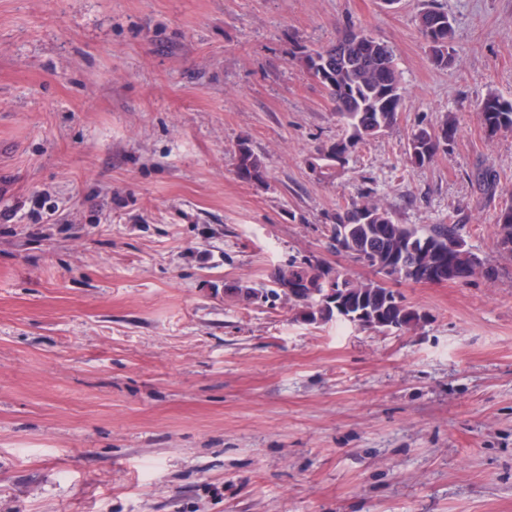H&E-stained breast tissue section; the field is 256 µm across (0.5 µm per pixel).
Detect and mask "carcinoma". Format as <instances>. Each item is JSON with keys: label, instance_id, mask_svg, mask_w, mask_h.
I'll use <instances>...</instances> for the list:
<instances>
[{"label": "carcinoma", "instance_id": "1", "mask_svg": "<svg viewBox=\"0 0 512 512\" xmlns=\"http://www.w3.org/2000/svg\"><path fill=\"white\" fill-rule=\"evenodd\" d=\"M419 29L428 44L434 65L446 68L455 62L450 52L454 28L448 14L429 8L418 16ZM296 58L309 75L317 80L335 106L347 127V136L318 149L310 165L324 179L336 176V154L350 153L360 143L376 138L396 123L403 101L401 75L387 45L363 32L345 30L336 44L326 49L301 48ZM476 118L490 136L512 132V100L489 94L477 106ZM457 133L453 117L440 125L419 126L408 138L407 155L413 166L422 167L448 146ZM235 172L238 178L255 184L266 182L263 160L254 153L248 139L238 141L235 150ZM330 233L342 239L345 253L355 260L364 259L379 279L353 280L344 289L346 301L353 306L350 313L367 311L358 319L366 329H384L392 324L398 329H411L421 323L419 311L406 305L402 298H387L389 290L383 278L396 273L400 279L414 284L422 282H462L474 277L473 269L484 268L483 277L494 276L493 267L467 248L455 224H399L392 213L380 204L364 200L340 206L330 216ZM496 246L499 252L512 256V199L500 207L495 219ZM340 268L306 259L288 261L274 268L268 283L255 287L238 281L225 296L252 303H267L281 297L280 286L307 281L318 287L333 278ZM297 318L318 322L333 317L335 309L304 293L292 300Z\"/></svg>", "mask_w": 512, "mask_h": 512}]
</instances>
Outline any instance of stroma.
Instances as JSON below:
<instances>
[{
	"label": "stroma",
	"mask_w": 512,
	"mask_h": 512,
	"mask_svg": "<svg viewBox=\"0 0 512 512\" xmlns=\"http://www.w3.org/2000/svg\"><path fill=\"white\" fill-rule=\"evenodd\" d=\"M351 27L392 49L404 101L326 181L310 157L344 128L294 54ZM490 92L512 99V0H0V512H512ZM449 114L447 150L411 165V131ZM244 137L265 184L235 173ZM365 196L454 220L493 278L394 284L410 331L225 297L309 256L372 277L325 229ZM418 26L433 64L441 68L452 65L455 57L450 49H453L454 28L448 14L436 8L426 9L418 16Z\"/></svg>",
	"instance_id": "obj_1"
}]
</instances>
